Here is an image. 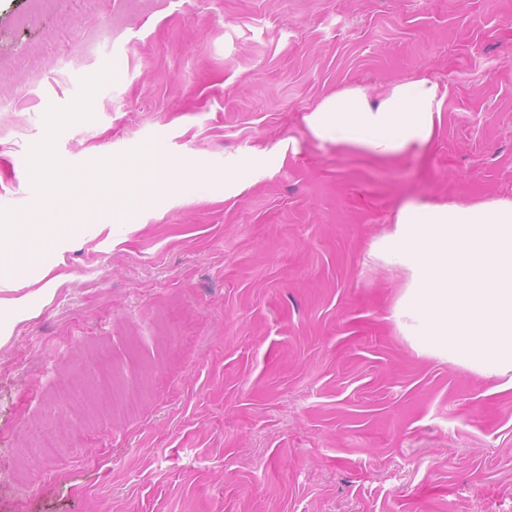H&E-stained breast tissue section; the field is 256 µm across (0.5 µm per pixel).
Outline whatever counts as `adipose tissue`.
<instances>
[{"label":"adipose tissue","mask_w":512,"mask_h":512,"mask_svg":"<svg viewBox=\"0 0 512 512\" xmlns=\"http://www.w3.org/2000/svg\"><path fill=\"white\" fill-rule=\"evenodd\" d=\"M448 90L430 76L396 82L380 98L350 86L305 115L314 140L362 149L379 161L427 147ZM285 151L250 152L224 171L239 192ZM378 256L409 274L393 319L416 353L464 366L484 379L512 373V200L404 203Z\"/></svg>","instance_id":"ef3b65f1"}]
</instances>
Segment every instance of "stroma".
Instances as JSON below:
<instances>
[{"label":"stroma","mask_w":512,"mask_h":512,"mask_svg":"<svg viewBox=\"0 0 512 512\" xmlns=\"http://www.w3.org/2000/svg\"><path fill=\"white\" fill-rule=\"evenodd\" d=\"M109 64L59 158L158 144L210 181L0 258V299L54 281L0 344V512H512V389L417 357L373 253L395 205L512 199V0H0V209L33 203L48 109ZM420 73L448 88L429 147L311 138L328 93ZM291 137L225 193V160ZM108 377L111 408L31 457L27 426Z\"/></svg>","instance_id":"35a3bbf8"}]
</instances>
